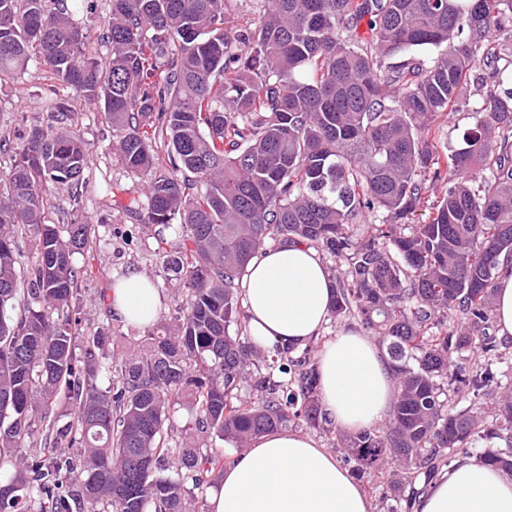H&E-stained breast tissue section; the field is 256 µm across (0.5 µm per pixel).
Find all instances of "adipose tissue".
<instances>
[{
  "instance_id": "adipose-tissue-1",
  "label": "adipose tissue",
  "mask_w": 512,
  "mask_h": 512,
  "mask_svg": "<svg viewBox=\"0 0 512 512\" xmlns=\"http://www.w3.org/2000/svg\"><path fill=\"white\" fill-rule=\"evenodd\" d=\"M330 272L320 252L302 244L264 248L243 282L251 340L266 349L304 347L330 316ZM113 313L132 326L153 323L162 293L131 271L112 283ZM322 408L331 426L355 433L388 417L397 390L376 340L345 329L316 359ZM207 512H371L350 470L310 436L279 429L254 439L225 468ZM413 512H512V477L476 455L460 457L420 494Z\"/></svg>"
}]
</instances>
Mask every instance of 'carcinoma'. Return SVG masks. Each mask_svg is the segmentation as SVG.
Masks as SVG:
<instances>
[{"label": "carcinoma", "mask_w": 512, "mask_h": 512, "mask_svg": "<svg viewBox=\"0 0 512 512\" xmlns=\"http://www.w3.org/2000/svg\"><path fill=\"white\" fill-rule=\"evenodd\" d=\"M109 2L101 61L66 0H0V87L35 60L68 92L49 122L23 117L0 173V512H195L193 490L222 481L224 453L194 438L243 447L295 420L328 425L310 349L276 350L275 374L231 331L237 283L270 240L346 266L331 269V315L356 317L398 382L383 428L341 435L354 476L381 474L391 512H411L481 439L504 442L488 461L512 477V390L488 331L496 281L512 274V43L495 42L512 0H265L245 25L234 0ZM475 71V122L443 152L436 120L469 102ZM75 98L102 106L114 153L144 181L147 223L182 239L162 259L185 286L179 317L122 352L77 317L72 257L95 230L46 220L50 188L77 207L86 185ZM430 180L445 184L433 202ZM366 216L376 223L351 233ZM475 344L488 360L469 370L457 358ZM179 402L191 420L173 447Z\"/></svg>", "instance_id": "obj_1"}]
</instances>
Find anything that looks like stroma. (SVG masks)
Masks as SVG:
<instances>
[{"instance_id": "1", "label": "stroma", "mask_w": 512, "mask_h": 512, "mask_svg": "<svg viewBox=\"0 0 512 512\" xmlns=\"http://www.w3.org/2000/svg\"><path fill=\"white\" fill-rule=\"evenodd\" d=\"M75 19L88 27L86 50L103 59L109 47L103 41L108 0H71ZM46 70L36 64L9 85L0 87V136L7 137L10 150L23 144L22 116L47 118L55 96ZM75 123L79 134L92 150L86 172L83 203L71 210L65 193L51 192L47 197L52 223L78 222L92 225L97 242L89 250L74 255L75 264L85 272L80 283V319L83 327L102 323L99 291L111 287L115 278L128 271L147 274L163 294L157 325L172 323L177 315L176 287L164 277L160 251L178 247L180 240L169 234L158 238L154 228L142 220L138 203L143 199V181L126 170L112 152V127L96 105H75Z\"/></svg>"}]
</instances>
